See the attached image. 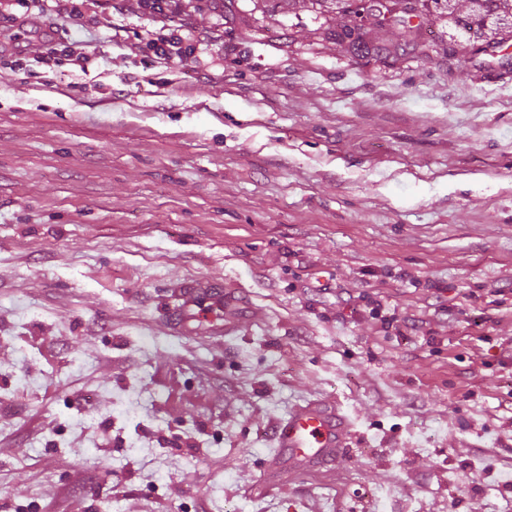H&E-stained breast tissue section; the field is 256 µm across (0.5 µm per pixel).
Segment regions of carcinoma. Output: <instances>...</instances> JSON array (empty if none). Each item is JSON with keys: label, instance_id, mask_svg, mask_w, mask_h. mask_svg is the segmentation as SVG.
Returning a JSON list of instances; mask_svg holds the SVG:
<instances>
[{"label": "carcinoma", "instance_id": "cac0c4a2", "mask_svg": "<svg viewBox=\"0 0 512 512\" xmlns=\"http://www.w3.org/2000/svg\"><path fill=\"white\" fill-rule=\"evenodd\" d=\"M288 11H312L320 20L317 34L352 54L387 57L442 51L467 56L487 52L512 38V0H372L373 28H364L352 0H279ZM426 15L448 27V43L422 40Z\"/></svg>", "mask_w": 512, "mask_h": 512}]
</instances>
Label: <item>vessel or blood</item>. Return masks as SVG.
Segmentation results:
<instances>
[{
    "mask_svg": "<svg viewBox=\"0 0 512 512\" xmlns=\"http://www.w3.org/2000/svg\"><path fill=\"white\" fill-rule=\"evenodd\" d=\"M172 321L186 335L200 332L223 335L231 327L224 317L223 282L212 278L185 282ZM348 435L349 422L337 410L317 401L295 408L288 418L280 420L275 430L277 456L287 459L288 467L268 469L262 480L263 488L273 487L282 473L298 476L340 457Z\"/></svg>",
    "mask_w": 512,
    "mask_h": 512,
    "instance_id": "vessel-or-blood-1",
    "label": "vessel or blood"
}]
</instances>
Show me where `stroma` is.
<instances>
[{
  "label": "stroma",
  "mask_w": 512,
  "mask_h": 512,
  "mask_svg": "<svg viewBox=\"0 0 512 512\" xmlns=\"http://www.w3.org/2000/svg\"><path fill=\"white\" fill-rule=\"evenodd\" d=\"M251 8L0 0V512L77 468L67 512H512V57L350 55ZM166 27L194 53L126 50ZM203 277L236 328L177 335ZM313 400L346 451L260 490ZM60 43L49 44L45 48L44 55L41 62L47 66L59 65L62 62V56L69 57L65 60L72 61L73 64L80 66L82 71H87L88 65L92 61V57L88 53L79 52L75 53L74 49L67 46H62L64 49H60ZM63 51H65L63 53Z\"/></svg>",
  "instance_id": "1"
}]
</instances>
